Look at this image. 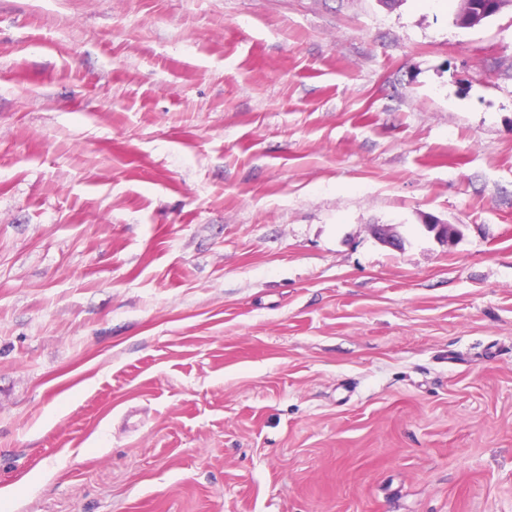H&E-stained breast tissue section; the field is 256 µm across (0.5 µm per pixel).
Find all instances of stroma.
<instances>
[{
	"label": "stroma",
	"instance_id": "1",
	"mask_svg": "<svg viewBox=\"0 0 512 512\" xmlns=\"http://www.w3.org/2000/svg\"><path fill=\"white\" fill-rule=\"evenodd\" d=\"M459 3L0 0V512H512V8Z\"/></svg>",
	"mask_w": 512,
	"mask_h": 512
}]
</instances>
